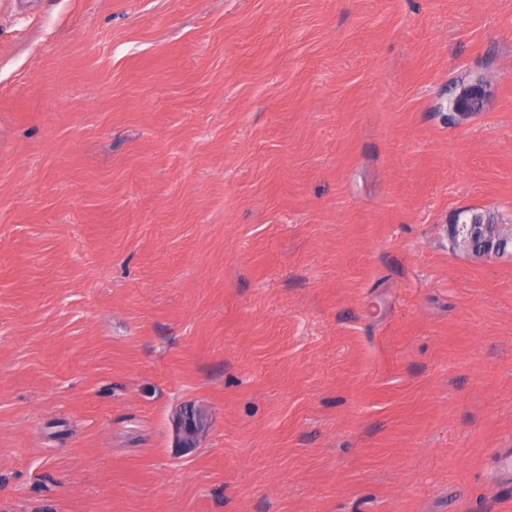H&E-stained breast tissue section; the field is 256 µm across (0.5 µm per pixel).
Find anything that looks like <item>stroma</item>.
<instances>
[{"label":"stroma","mask_w":512,"mask_h":512,"mask_svg":"<svg viewBox=\"0 0 512 512\" xmlns=\"http://www.w3.org/2000/svg\"><path fill=\"white\" fill-rule=\"evenodd\" d=\"M465 208L512 224V0H0V512H512ZM472 85H474L472 82L466 84L461 82L449 91L448 112L451 114L454 111L460 112L463 107L465 112L462 113L467 114L484 110L486 102L469 95V87ZM188 419L184 415L182 409L176 414L174 418V430L177 445L181 448L191 449L196 447L197 441L205 433L208 427L203 430L197 431L193 434L188 432Z\"/></svg>","instance_id":"stroma-1"}]
</instances>
